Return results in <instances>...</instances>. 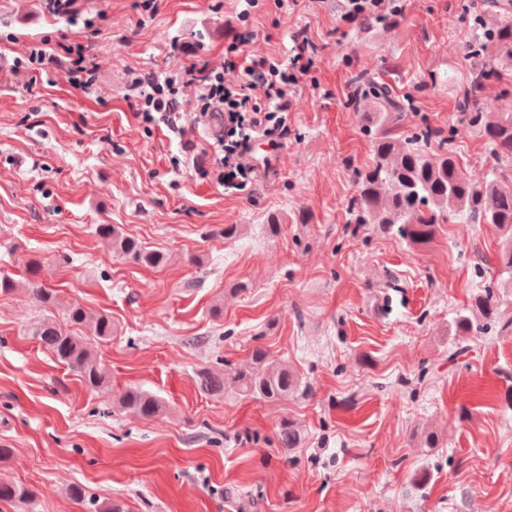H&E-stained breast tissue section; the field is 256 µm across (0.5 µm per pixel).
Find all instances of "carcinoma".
Wrapping results in <instances>:
<instances>
[{
  "instance_id": "obj_1",
  "label": "carcinoma",
  "mask_w": 512,
  "mask_h": 512,
  "mask_svg": "<svg viewBox=\"0 0 512 512\" xmlns=\"http://www.w3.org/2000/svg\"><path fill=\"white\" fill-rule=\"evenodd\" d=\"M499 81L501 78L490 76L486 67L474 72L462 101V122L487 140L497 159L511 160L512 113L500 111L508 90L493 98L484 95L489 84ZM350 104L356 111L372 108L363 113V131L372 138L374 148L373 161L354 172L358 194L349 208L354 223L369 224L376 231L409 244L425 245L433 239L440 216L461 214L473 224H492L499 230L503 238L499 263L512 272V186L493 172L482 178L467 174L452 148L453 135L443 137L428 124L414 123L416 113L406 111L388 85L361 79ZM96 233L108 242L116 256L134 265L156 269L168 262L164 252L146 247L117 225L100 224ZM40 271V262L32 259L27 263L23 282L11 273L0 272V295L27 286L50 311L32 329L34 339L88 388L108 390L110 378L96 350L75 335L72 327L90 324L99 340L108 341L114 335L112 316L94 313L79 304H63L59 291L40 280ZM56 310L62 318L54 315ZM499 319L494 290L486 285L458 315L455 327L461 336H481ZM194 381L198 390L208 396H223L226 384L232 383L239 395L267 401L280 400L300 388L294 371L267 364V352L261 346L253 348L249 366L223 372L200 367L194 373ZM118 406L143 419L156 418L164 411L157 396L139 387L127 388L119 397ZM276 437L279 447L288 450L298 447L301 432L294 421L284 417ZM69 495L83 506L84 512H127L123 503L100 501L80 485L69 487ZM36 497L33 487L0 481V502H10L24 510Z\"/></svg>"
}]
</instances>
